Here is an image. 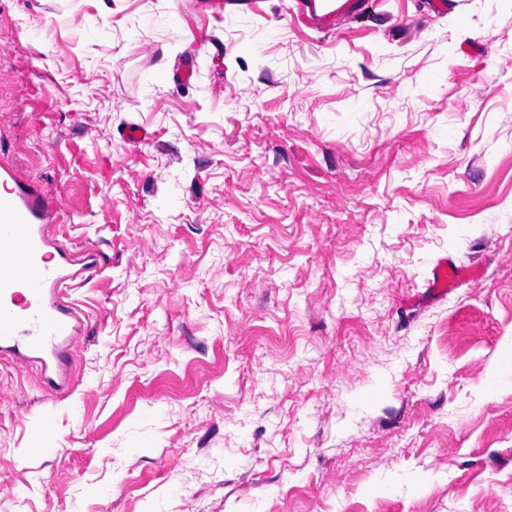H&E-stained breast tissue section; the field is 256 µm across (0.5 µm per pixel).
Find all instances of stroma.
<instances>
[{
  "label": "stroma",
  "instance_id": "35a3bbf8",
  "mask_svg": "<svg viewBox=\"0 0 512 512\" xmlns=\"http://www.w3.org/2000/svg\"><path fill=\"white\" fill-rule=\"evenodd\" d=\"M0 161L102 257L0 512H512V0H0ZM469 276L467 271L458 269L453 260L444 257L434 266L427 288L437 298H444L448 295V289L457 287Z\"/></svg>",
  "mask_w": 512,
  "mask_h": 512
}]
</instances>
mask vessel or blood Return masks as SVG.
Wrapping results in <instances>:
<instances>
[{"label":"vessel or blood","instance_id":"obj_1","mask_svg":"<svg viewBox=\"0 0 512 512\" xmlns=\"http://www.w3.org/2000/svg\"><path fill=\"white\" fill-rule=\"evenodd\" d=\"M0 182L8 186L0 194V356L38 371L47 395L58 398L69 392L71 349L84 325L68 291L99 269L100 254L74 253L57 239L60 200L1 165ZM468 277L444 257L427 288L443 298Z\"/></svg>","mask_w":512,"mask_h":512}]
</instances>
